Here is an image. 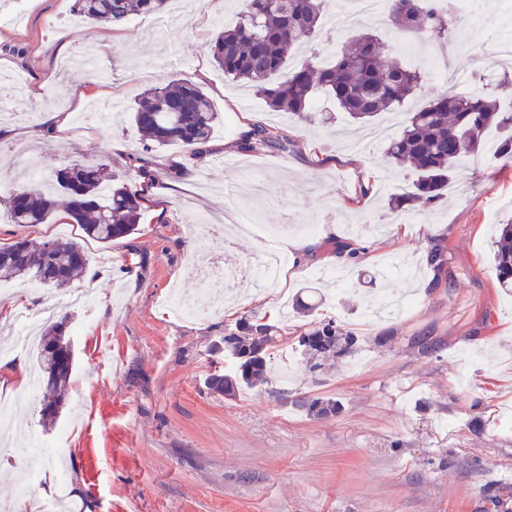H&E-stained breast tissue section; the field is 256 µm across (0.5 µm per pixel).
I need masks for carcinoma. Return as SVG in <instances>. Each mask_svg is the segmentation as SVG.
I'll list each match as a JSON object with an SVG mask.
<instances>
[{
  "instance_id": "1",
  "label": "carcinoma",
  "mask_w": 512,
  "mask_h": 512,
  "mask_svg": "<svg viewBox=\"0 0 512 512\" xmlns=\"http://www.w3.org/2000/svg\"><path fill=\"white\" fill-rule=\"evenodd\" d=\"M169 0H74L73 11L91 23L121 26L134 15L162 13ZM328 0H244L236 22L218 32L213 58L224 76L253 83L266 106L301 121L312 119L317 94L336 101L347 118L370 123L402 106L414 96L420 74L387 56L380 38L361 33L345 43L326 66L309 60L292 64L295 49L316 38ZM390 15L406 33L418 39L445 41L455 17L446 0H388ZM512 86L502 77L467 94L443 93L406 113L400 133L391 138L385 155L389 167L408 169L411 190L390 200L395 218L403 207L427 208L440 201L457 177L459 161L483 150L484 133L494 128L500 144L494 155L512 158V112L500 98ZM130 120L142 138L143 151L180 145L201 153L221 121L203 89L185 79L154 87L132 107ZM260 145L269 151L286 149V140L265 124H255L243 148ZM7 210L14 224H48L62 210L82 230L80 238L47 240L32 246L21 240L0 245V282L37 281L63 289L87 268L83 240L108 244L135 233L140 219V196L107 164L73 163L50 174V186L11 184ZM492 261L498 287L512 293V219L499 224L492 240ZM64 323L47 321L36 352L43 394L42 425H54L68 394L74 353ZM279 328L253 315L224 330L220 343L233 361L231 371L208 375L206 388L226 398L244 388L272 383L274 348ZM306 367L312 373L353 356L359 337L324 320L297 337ZM307 414L328 418L343 404L333 397L301 399Z\"/></svg>"
}]
</instances>
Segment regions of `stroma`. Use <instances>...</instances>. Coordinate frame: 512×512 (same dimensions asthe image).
<instances>
[{"label":"stroma","mask_w":512,"mask_h":512,"mask_svg":"<svg viewBox=\"0 0 512 512\" xmlns=\"http://www.w3.org/2000/svg\"><path fill=\"white\" fill-rule=\"evenodd\" d=\"M72 5L31 0L20 25L0 26V102L21 79L27 105L0 115V182L27 181L19 152L39 140L50 146L40 166L109 164L139 193L141 210L136 234L86 241L90 272L71 287L26 282L13 296L19 309L55 306L75 353L69 399L49 429L39 398L18 394L10 373L18 359L34 368V351L0 354V396L16 400L19 450L35 434L62 443L41 474L67 472L54 512H512V294L498 288L490 255L495 221L512 217V161L495 158L496 132L487 131L484 154L460 165L444 199L398 220L388 200L412 177L388 169L385 142L337 149L347 120L332 102L316 99L317 120L300 121L225 78L212 45L242 0L168 8L161 40L132 20L113 29L79 20ZM456 16L451 54L447 43L401 36L386 16L346 27L327 18L315 43L325 63L353 34L376 32L392 55L421 63L418 105L448 90L432 71L439 61L460 75V92L503 66L512 0H463ZM174 78L199 85L221 122L202 155L143 154L128 113ZM111 98L122 103L111 124L81 121L91 102ZM48 112L63 123L44 122ZM258 122L281 131L286 150H242ZM229 207L258 229L243 235L225 225L209 254H222L229 235L244 260L287 239L310 247L289 256L269 289L231 283L223 313L178 318L166 308L171 292L209 306L189 272L192 221ZM79 233L62 213L51 224L11 223L0 203L1 244ZM336 241L358 259L337 257ZM89 282L94 303L68 307ZM250 313L288 337L335 318L360 337L362 364L312 375L293 352L288 381L234 399L210 394L206 375L229 365L212 343ZM379 336L388 344L375 345ZM318 396L336 397L342 412L316 419L296 404Z\"/></svg>","instance_id":"35a3bbf8"}]
</instances>
